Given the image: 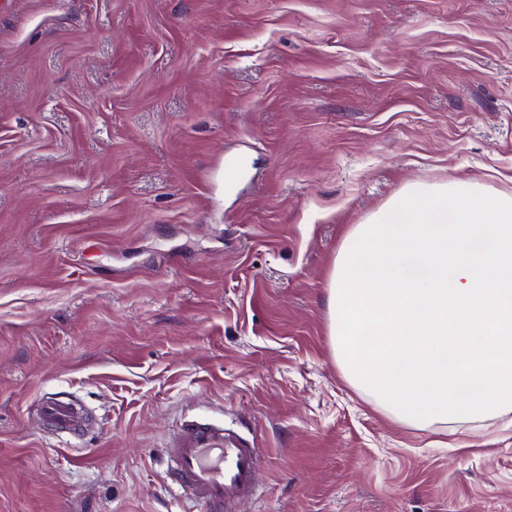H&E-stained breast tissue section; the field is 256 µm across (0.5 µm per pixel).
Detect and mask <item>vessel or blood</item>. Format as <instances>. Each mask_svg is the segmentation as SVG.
I'll return each instance as SVG.
<instances>
[{"label":"vessel or blood","instance_id":"vessel-or-blood-1","mask_svg":"<svg viewBox=\"0 0 512 512\" xmlns=\"http://www.w3.org/2000/svg\"><path fill=\"white\" fill-rule=\"evenodd\" d=\"M253 163L243 154L224 158V185L234 188L252 175ZM41 421L72 439H80L87 425L85 407L70 397H42ZM170 491L183 512H230L243 500H256L260 454L236 429L197 417L185 421L168 452Z\"/></svg>","mask_w":512,"mask_h":512}]
</instances>
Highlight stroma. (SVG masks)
<instances>
[{"label":"stroma","instance_id":"35a3bbf8","mask_svg":"<svg viewBox=\"0 0 512 512\" xmlns=\"http://www.w3.org/2000/svg\"><path fill=\"white\" fill-rule=\"evenodd\" d=\"M452 177L512 194V0H0V512H180L195 414L265 450L234 512H512V429L387 419L328 336L349 226ZM253 163L249 156L243 154L225 155L224 187L233 189L238 183L252 176ZM41 421L59 433L79 440L85 432L88 413L85 407L68 396L42 397L38 404Z\"/></svg>","mask_w":512,"mask_h":512}]
</instances>
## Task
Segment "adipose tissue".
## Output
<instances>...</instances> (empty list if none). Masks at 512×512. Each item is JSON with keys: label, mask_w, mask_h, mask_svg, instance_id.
Instances as JSON below:
<instances>
[{"label": "adipose tissue", "mask_w": 512, "mask_h": 512, "mask_svg": "<svg viewBox=\"0 0 512 512\" xmlns=\"http://www.w3.org/2000/svg\"><path fill=\"white\" fill-rule=\"evenodd\" d=\"M328 320L344 380L402 426L512 417V195L404 187L343 239Z\"/></svg>", "instance_id": "1"}]
</instances>
